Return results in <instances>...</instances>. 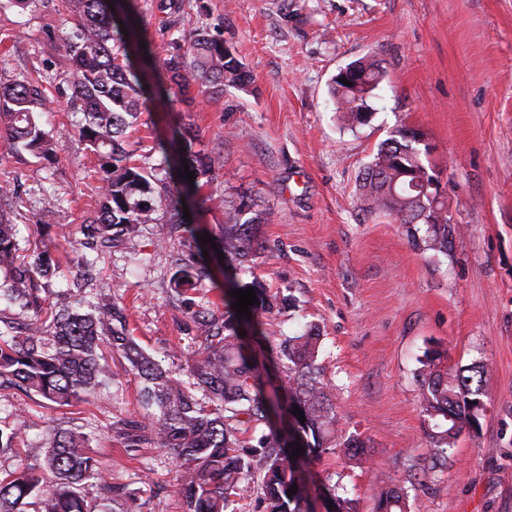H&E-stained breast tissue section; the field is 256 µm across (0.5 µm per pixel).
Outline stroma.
Listing matches in <instances>:
<instances>
[{
    "label": "stroma",
    "mask_w": 512,
    "mask_h": 512,
    "mask_svg": "<svg viewBox=\"0 0 512 512\" xmlns=\"http://www.w3.org/2000/svg\"><path fill=\"white\" fill-rule=\"evenodd\" d=\"M156 71L176 46L204 31L235 50L248 79L223 92L194 82L181 95L154 84L128 130L133 161L183 127L208 165L198 178L204 212L191 236L159 222L141 225L112 251L83 244L80 226L102 192L95 156L74 131L67 105V44L79 23L50 0L17 7L0 0V70L41 79L49 101L39 116L58 141L53 155L14 153L0 127V214L18 228L24 253L47 244L59 269L52 292L81 281L86 307L111 293L133 340L180 380L201 342L190 312L171 291L175 255L191 257L217 236L228 212L248 203L263 249L214 287L191 291L224 312V285L259 281L271 304L262 339L241 337L258 370L283 371L261 356L312 330L316 364L336 412L329 453L309 457L312 512H326L324 488L343 486L356 512H375L388 485L408 493L409 512H512V0H133ZM376 60L387 72L368 124L349 125L330 91L338 70ZM421 132L425 160L444 186L448 251L416 243L407 225L368 211L358 177L395 129ZM63 200L48 231L34 224L47 198ZM95 262L84 280L83 260ZM448 370L480 366L485 411L434 460L419 407L417 373L426 356ZM91 402L55 407L36 395L0 391V429L18 430L0 453V478L39 462L42 438L59 424L87 434L114 493L83 490L88 512H183L179 467L167 451L123 444L122 422L150 434L129 362L106 354ZM363 442L366 464L349 461Z\"/></svg>",
    "instance_id": "35a3bbf8"
}]
</instances>
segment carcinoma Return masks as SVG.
Segmentation results:
<instances>
[{
  "label": "carcinoma",
  "instance_id": "obj_1",
  "mask_svg": "<svg viewBox=\"0 0 512 512\" xmlns=\"http://www.w3.org/2000/svg\"><path fill=\"white\" fill-rule=\"evenodd\" d=\"M55 10L80 18L74 38L68 43L71 70L67 82L71 106L82 117L76 123L79 138L94 152L103 173V199L94 217L84 224L83 234L91 248L100 252L112 248L116 238L134 233L141 224L159 221L151 199L156 196L171 213V223L190 235L195 228L183 218L184 192L176 185L152 184V171L168 163V147L159 141L160 164L151 156L137 165L120 143L128 128L147 108L145 85L155 77L130 60L127 46H140L141 28L129 19L131 0H54ZM127 32H121V27ZM360 73L361 84L350 87L335 79L332 95L342 104L348 121L362 122L361 113L373 111V91L384 79V71L374 61L352 63ZM192 76L214 89L244 84V64L223 41L206 32L196 34L183 54L165 62L168 79L185 92ZM46 103L43 84L27 77L0 72V125L7 128L15 152L38 153L52 150L55 140L38 120L36 109ZM179 159L199 176L206 173L195 140H183ZM420 174L425 169L419 148L401 127L379 144L372 161L361 174L360 188L368 209L389 212L402 224H426L424 246L439 253L448 252V210L438 202L442 223L432 224V213L419 198L420 192L407 188L391 193L395 163ZM245 203L227 214L220 228L218 247L230 261H244L261 248L255 219L243 218ZM171 284L174 296L188 300L189 291L205 280H212L210 258L193 261L176 259ZM55 258L42 251L34 263L20 254L15 225L0 217V283L3 297L21 303L31 313L23 324L4 323L0 330V384L7 383L26 394L40 396L60 407L75 401H88L101 383L103 367L99 354L105 344L122 355L142 381V401L157 408L153 438L137 433L130 421L124 441L126 448H140L152 442L169 449L180 470L183 512H240L237 504L250 492V481L259 477L258 503L263 512H306L307 489L296 474V464L276 436H263L257 444H239L240 426L266 420L272 404L261 382L252 379L253 367L242 354L238 330L258 328L259 315L270 309L266 289L258 283L234 285L253 289L257 303L250 307L252 318L237 317L236 298L224 302V318L219 319L199 307L195 322L204 336L203 346L191 359V387L173 377L129 336L122 309L107 293H98L90 310L74 307L65 292L45 304L40 296V280L57 270ZM320 336L308 331L288 338L280 345H269L267 357H284L287 367L282 385L286 403L303 411L305 421L292 431V444L301 445L302 456H320L330 451L327 433L336 416L328 407V395L317 375L315 360ZM420 408L430 428V438L439 457L470 423L472 402L483 395L484 370L479 366L454 373L427 357L418 374ZM201 393L196 397L191 390ZM40 462L26 466L0 480V512H25L27 499H38L41 512H86L80 489L93 485L99 495L112 494L104 479L105 465L92 454L86 434L51 425L44 438ZM297 486L287 496L291 485ZM379 512H408L404 489H386L379 500Z\"/></svg>",
  "mask_w": 512,
  "mask_h": 512
}]
</instances>
